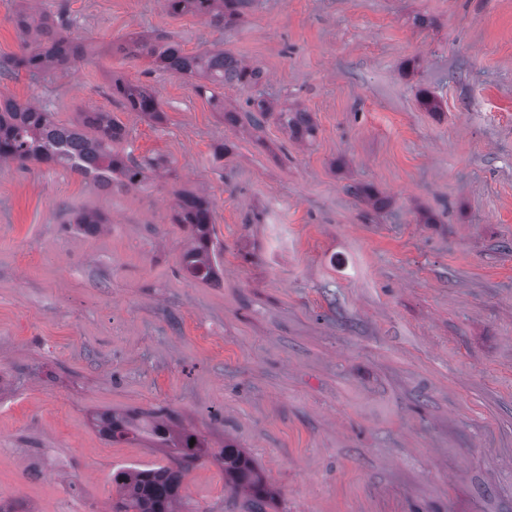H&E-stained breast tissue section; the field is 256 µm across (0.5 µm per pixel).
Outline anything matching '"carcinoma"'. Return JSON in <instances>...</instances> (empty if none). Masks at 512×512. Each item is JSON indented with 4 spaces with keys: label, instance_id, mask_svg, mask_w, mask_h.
Here are the masks:
<instances>
[{
    "label": "carcinoma",
    "instance_id": "carcinoma-1",
    "mask_svg": "<svg viewBox=\"0 0 512 512\" xmlns=\"http://www.w3.org/2000/svg\"><path fill=\"white\" fill-rule=\"evenodd\" d=\"M248 5L249 0H164L172 15H200L224 26L237 23ZM14 23L23 41V52L0 66L1 81L14 78L22 70L36 81L51 69H68L87 58V47L71 35V23L62 7L56 13L22 9L16 13ZM117 50L127 56H146L165 72L196 80L195 89L201 95H211L213 88L226 84L251 88L261 78L259 69L221 50L188 53L166 36L132 37ZM111 90L128 111L158 122L163 119L159 99L150 86L118 78L112 81ZM249 107L245 117L255 125L260 126L273 116L292 138L308 141L315 136L311 115L303 108H280L262 97L249 100ZM125 137L124 126L109 112L82 111L74 122L65 125L55 122L45 108L0 97V162H16L21 167L33 162L60 166L104 191L130 189L142 185L147 173L161 167L162 161L124 154L118 145ZM175 197L174 222L187 231L190 239L182 255V269L194 280H218L224 246L214 237L213 201L190 190H178ZM71 223L76 229L93 234L106 223V218L101 213L80 211L73 215ZM93 421L109 441L145 438L156 448L172 451L171 465L129 467L114 473L118 499L113 512H175L183 500L186 472L209 456L221 464L231 489L248 494L250 512H265L262 504L273 498L254 461L232 441L213 451L201 434L184 427L175 429L155 413L139 417L103 411L95 413Z\"/></svg>",
    "mask_w": 512,
    "mask_h": 512
}]
</instances>
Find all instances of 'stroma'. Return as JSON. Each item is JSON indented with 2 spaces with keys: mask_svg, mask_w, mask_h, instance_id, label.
Here are the masks:
<instances>
[{
  "mask_svg": "<svg viewBox=\"0 0 512 512\" xmlns=\"http://www.w3.org/2000/svg\"><path fill=\"white\" fill-rule=\"evenodd\" d=\"M61 7L87 60L0 94L61 123L111 112L124 151L170 166L108 193L0 165V512H111L115 471L168 459L91 414L158 409L243 448L266 512H512V0H251L225 27L163 0L42 2ZM157 32L258 67L314 139L225 124L250 90L219 107L113 50ZM115 76L152 85L163 121L126 111ZM182 187L214 203L218 282L181 269ZM80 210L108 222L71 231ZM183 494L249 508L210 457Z\"/></svg>",
  "mask_w": 512,
  "mask_h": 512,
  "instance_id": "obj_1",
  "label": "stroma"
}]
</instances>
